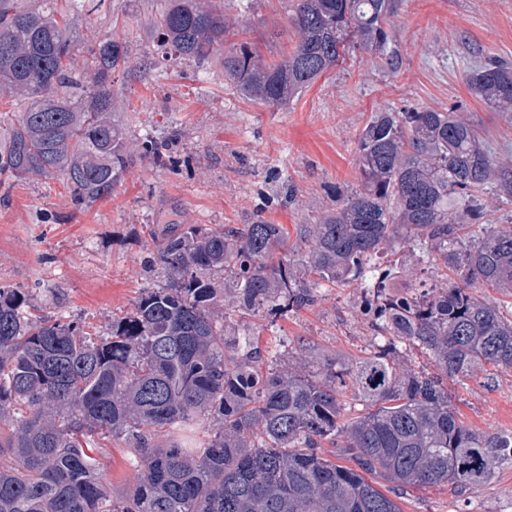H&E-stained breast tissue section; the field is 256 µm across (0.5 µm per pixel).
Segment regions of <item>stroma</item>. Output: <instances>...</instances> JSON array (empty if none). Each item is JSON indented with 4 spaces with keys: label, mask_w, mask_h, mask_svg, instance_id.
Listing matches in <instances>:
<instances>
[{
    "label": "stroma",
    "mask_w": 512,
    "mask_h": 512,
    "mask_svg": "<svg viewBox=\"0 0 512 512\" xmlns=\"http://www.w3.org/2000/svg\"><path fill=\"white\" fill-rule=\"evenodd\" d=\"M162 0H112L73 18L79 52L95 37L124 40L126 70L112 85V119L133 162L110 198L83 212L58 179L12 184L0 194V286L32 288L45 311L104 328L132 308L140 291L160 285L145 263L149 228L165 224H246L264 215L293 228L315 224L340 196L360 187L358 137L371 115L453 111L478 129L497 159H512V112L474 97L466 75L491 60L512 63V0H398L388 52L347 59L287 104L247 100L221 67L162 59L153 20ZM293 0H224L231 31L224 51L248 43L258 59H281L298 36ZM155 141L171 156L142 155ZM357 285L328 283L302 309L230 317L229 334L255 338L266 354L319 378L329 362L352 363L374 348ZM454 407L474 428L512 433V369L477 373L448 385ZM114 494L129 492L135 462L124 441L100 453ZM402 512H512V464L477 490L414 488Z\"/></svg>",
    "instance_id": "1"
}]
</instances>
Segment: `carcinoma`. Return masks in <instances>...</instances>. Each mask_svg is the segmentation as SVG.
I'll use <instances>...</instances> for the list:
<instances>
[{
  "label": "carcinoma",
  "mask_w": 512,
  "mask_h": 512,
  "mask_svg": "<svg viewBox=\"0 0 512 512\" xmlns=\"http://www.w3.org/2000/svg\"><path fill=\"white\" fill-rule=\"evenodd\" d=\"M0 0V98L22 110L0 119V185L50 176L83 211L112 196L131 163L112 123V76L127 63L117 37L81 61L70 16L104 0ZM299 39L281 61L251 48L224 55L243 95L280 106L336 67L354 45L382 56L395 0H295ZM159 42L178 58L211 59L227 31L215 0H164ZM468 89L512 112V64L473 69ZM361 187L317 224L290 233L263 215L241 227L169 224L150 233L145 288L106 334L43 313L34 295L0 287V512H402L382 491L475 490L512 463V433L484 434L451 404L448 382L490 365L512 369V318L471 293L512 289V227L464 224L512 197V160L485 148L453 112H379L358 139ZM415 247L441 285L391 291L401 271L381 252ZM323 282L356 283L374 338L396 339L436 373L407 368L383 345L314 379L266 360L252 337L224 332L226 311L309 306ZM350 392L361 413L344 414ZM123 440L136 480L123 496L103 481L102 443ZM355 461L321 453L323 441Z\"/></svg>",
  "instance_id": "cac0c4a2"
}]
</instances>
